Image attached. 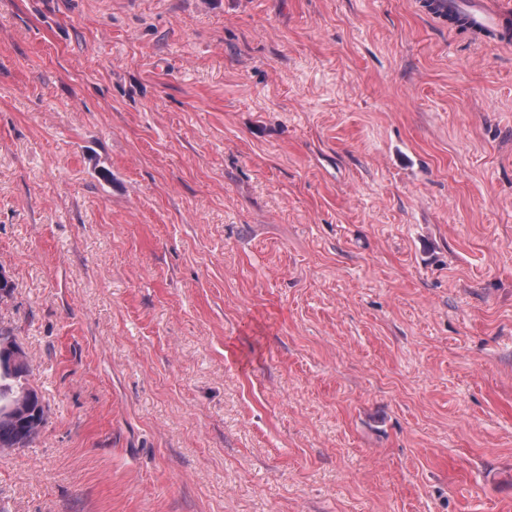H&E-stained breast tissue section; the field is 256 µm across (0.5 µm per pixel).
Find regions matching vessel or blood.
<instances>
[{
  "instance_id": "vessel-or-blood-1",
  "label": "vessel or blood",
  "mask_w": 512,
  "mask_h": 512,
  "mask_svg": "<svg viewBox=\"0 0 512 512\" xmlns=\"http://www.w3.org/2000/svg\"><path fill=\"white\" fill-rule=\"evenodd\" d=\"M441 11L481 43L512 45V0H444Z\"/></svg>"
}]
</instances>
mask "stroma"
Masks as SVG:
<instances>
[{
  "label": "stroma",
  "instance_id": "stroma-1",
  "mask_svg": "<svg viewBox=\"0 0 512 512\" xmlns=\"http://www.w3.org/2000/svg\"><path fill=\"white\" fill-rule=\"evenodd\" d=\"M0 512H512V48L424 0H0ZM28 365L14 371L0 369V448H25L39 436L46 422L43 397L27 381ZM33 391L31 408L26 418H15L6 412L20 395Z\"/></svg>",
  "mask_w": 512,
  "mask_h": 512
}]
</instances>
